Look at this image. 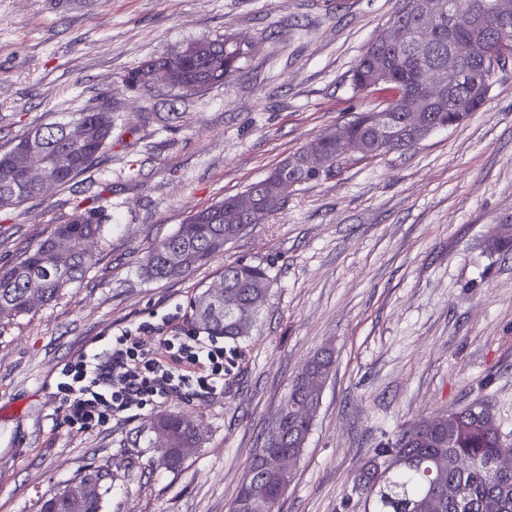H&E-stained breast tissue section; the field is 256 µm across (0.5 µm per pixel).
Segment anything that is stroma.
Segmentation results:
<instances>
[{
  "label": "stroma",
  "mask_w": 512,
  "mask_h": 512,
  "mask_svg": "<svg viewBox=\"0 0 512 512\" xmlns=\"http://www.w3.org/2000/svg\"><path fill=\"white\" fill-rule=\"evenodd\" d=\"M403 0H0V149L34 127L109 106L112 148L66 187L0 210V266L77 203L105 192L96 263L60 298L0 322V512L101 471L102 512H230L293 379L321 348L335 367L280 512H363L351 478L378 443L482 399L512 433V254L488 255L512 215V65L462 125L377 157H348L295 187L187 276L149 281L150 245L199 209L245 190L354 113L355 60ZM253 51L224 84L180 97L129 86L145 61L196 39ZM239 260L270 266L272 295L243 339L223 400L172 399L78 429L56 395L65 363L151 317L186 309ZM184 412L204 437L179 469L151 425Z\"/></svg>",
  "instance_id": "stroma-1"
}]
</instances>
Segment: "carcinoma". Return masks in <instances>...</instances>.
<instances>
[{"label": "carcinoma", "instance_id": "1", "mask_svg": "<svg viewBox=\"0 0 512 512\" xmlns=\"http://www.w3.org/2000/svg\"><path fill=\"white\" fill-rule=\"evenodd\" d=\"M419 0H404L391 24L410 32L407 45L392 49L372 43L355 61L351 84L364 91L383 87L391 97L381 109L360 112L338 128L357 142L361 154L376 157L411 147L432 131L454 128L470 113L485 104L494 84L497 68L494 56L502 44L512 43V19L500 20L492 12L493 0H455L453 27L461 34L474 21L482 27L475 31L483 41L487 66L474 61H457L448 42V14L434 22L420 24L415 12ZM196 54L189 46L144 62L126 78L131 84H145L147 69L154 67L164 77L163 85L185 96L198 94L239 71L249 53L231 38L194 41ZM482 68L480 74L455 83L438 97L424 95L419 110L428 113V125L406 130L400 115L418 91V81L429 69H450L459 73ZM383 112L393 114L396 139L387 138L380 125ZM81 126L83 137L74 142L69 126ZM112 146V113L87 109L76 112L65 122L36 127L0 152V209L18 205L39 193V188L19 180L27 162V152L36 150L47 158L58 173L57 185L65 187L85 173ZM308 152H317L327 161L324 171L302 166ZM346 157L344 143L336 133H326L290 155L263 179L243 192L191 214L170 235L155 241L145 255L143 274L150 280L178 279L197 265L224 252V245L235 240L249 226L247 207L256 198L268 205L269 213L285 202L280 186L283 181L301 185L328 177ZM101 195L92 197V205L76 207V213L63 224L54 225L33 249L14 264L0 268V318L17 317L30 312L28 295L38 282L42 303L56 301L69 285L84 279L95 262L85 251L89 239L102 231ZM499 227L484 242V251L494 255L512 254V221L497 220ZM69 262L61 271L47 272L48 262L59 254ZM222 278L225 297L221 304L210 302L207 291L189 304L191 327L224 337L228 346L240 349L246 336L240 329L243 320L254 325L268 304L274 277L271 267L239 261L224 266ZM332 354L323 350L309 360L294 380L282 403L280 418L268 428L263 445L253 456L241 483L231 512H279L280 504L293 480V471L271 466L274 453L300 456L310 434L324 386L332 372ZM417 421L399 430L373 449L372 456L353 479V489L363 495L364 512H512V469L499 466L502 448H512V436L503 433L492 411L478 401L444 413V420L421 428ZM153 432L166 437L168 469L178 468L188 457L187 448H197L200 436L192 423L180 413H163L153 423ZM103 475L85 473L77 481L90 482L98 493L72 498L62 488L41 500L40 512L50 506L53 512H101L105 490Z\"/></svg>", "mask_w": 512, "mask_h": 512}]
</instances>
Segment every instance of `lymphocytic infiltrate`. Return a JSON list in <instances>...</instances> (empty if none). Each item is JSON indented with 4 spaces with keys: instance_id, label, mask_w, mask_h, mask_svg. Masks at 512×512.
Instances as JSON below:
<instances>
[{
    "instance_id": "lymphocytic-infiltrate-1",
    "label": "lymphocytic infiltrate",
    "mask_w": 512,
    "mask_h": 512,
    "mask_svg": "<svg viewBox=\"0 0 512 512\" xmlns=\"http://www.w3.org/2000/svg\"><path fill=\"white\" fill-rule=\"evenodd\" d=\"M155 345H147L146 335ZM224 339L163 319L141 322L113 337L108 348L65 365L56 384L69 419L87 429L114 417H132L147 404L223 397L230 376Z\"/></svg>"
}]
</instances>
